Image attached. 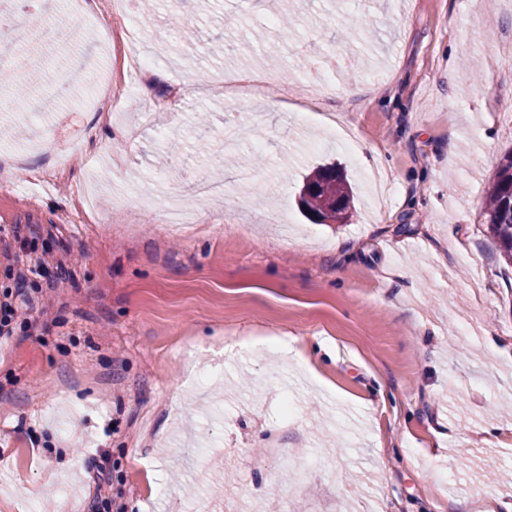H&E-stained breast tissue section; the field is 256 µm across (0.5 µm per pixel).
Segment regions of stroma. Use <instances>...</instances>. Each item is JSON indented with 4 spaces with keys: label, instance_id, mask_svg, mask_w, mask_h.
<instances>
[{
    "label": "stroma",
    "instance_id": "1",
    "mask_svg": "<svg viewBox=\"0 0 512 512\" xmlns=\"http://www.w3.org/2000/svg\"><path fill=\"white\" fill-rule=\"evenodd\" d=\"M95 2L90 24L56 0L68 42L34 25L0 80L22 117L0 122V289L26 250L55 284L0 345V512H88L99 494L124 512L512 502V434H489L512 421V267L484 217L512 150V0H286L285 37L261 0H128L161 54L131 99L43 110L18 92L27 73L50 90L85 58L81 89L108 66L112 2ZM243 70L279 84L226 105L218 77ZM41 134L52 150L29 151ZM59 151L69 188L48 192ZM331 163L355 208L316 224L299 194ZM207 178L223 192L199 193ZM176 198L190 230L162 222Z\"/></svg>",
    "mask_w": 512,
    "mask_h": 512
}]
</instances>
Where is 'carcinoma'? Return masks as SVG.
<instances>
[{
	"label": "carcinoma",
	"mask_w": 512,
	"mask_h": 512,
	"mask_svg": "<svg viewBox=\"0 0 512 512\" xmlns=\"http://www.w3.org/2000/svg\"><path fill=\"white\" fill-rule=\"evenodd\" d=\"M352 202L349 186L334 166L320 167L304 181L301 206L322 224L343 221L344 215L352 208ZM484 212L501 257L512 265V153L498 163L487 190Z\"/></svg>",
	"instance_id": "carcinoma-1"
}]
</instances>
